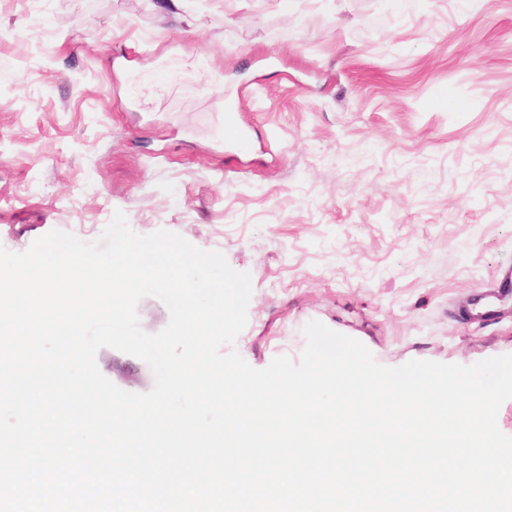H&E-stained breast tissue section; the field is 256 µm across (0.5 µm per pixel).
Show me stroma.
Returning a JSON list of instances; mask_svg holds the SVG:
<instances>
[{"label":"stroma","mask_w":512,"mask_h":512,"mask_svg":"<svg viewBox=\"0 0 512 512\" xmlns=\"http://www.w3.org/2000/svg\"><path fill=\"white\" fill-rule=\"evenodd\" d=\"M170 2L0 0V246L120 210L220 252L257 369L314 320L385 366L512 354V0Z\"/></svg>","instance_id":"35a3bbf8"}]
</instances>
